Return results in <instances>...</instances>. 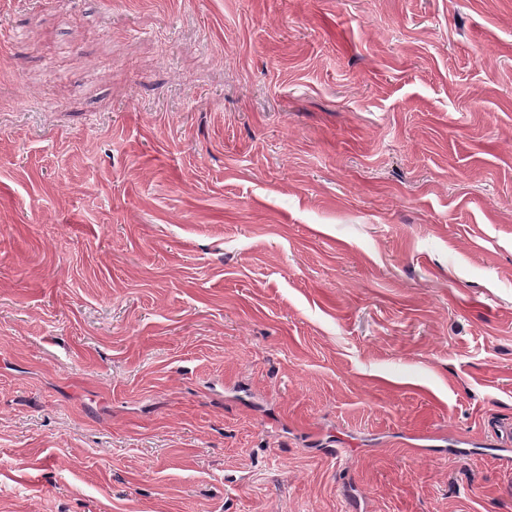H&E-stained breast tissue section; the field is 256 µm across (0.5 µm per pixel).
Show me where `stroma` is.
Wrapping results in <instances>:
<instances>
[{
  "mask_svg": "<svg viewBox=\"0 0 512 512\" xmlns=\"http://www.w3.org/2000/svg\"><path fill=\"white\" fill-rule=\"evenodd\" d=\"M0 25V512H512V0Z\"/></svg>",
  "mask_w": 512,
  "mask_h": 512,
  "instance_id": "obj_1",
  "label": "stroma"
}]
</instances>
